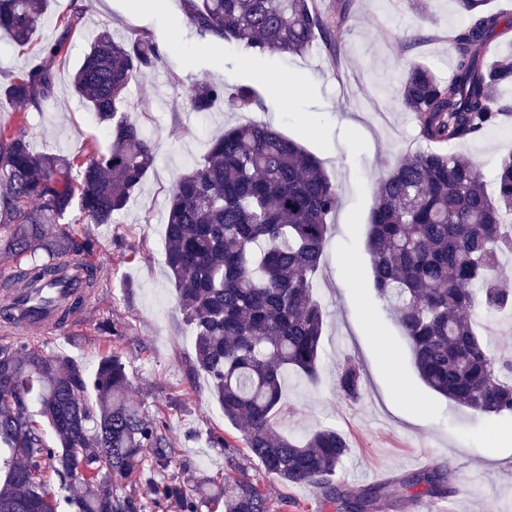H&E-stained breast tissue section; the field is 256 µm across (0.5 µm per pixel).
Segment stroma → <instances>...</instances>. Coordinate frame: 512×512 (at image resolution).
<instances>
[{
    "mask_svg": "<svg viewBox=\"0 0 512 512\" xmlns=\"http://www.w3.org/2000/svg\"><path fill=\"white\" fill-rule=\"evenodd\" d=\"M129 5L112 0L107 11L86 15L68 51L53 63V95L30 111L24 133L37 153L70 156L90 144L108 150L109 136L72 95L69 76L97 27H109L117 38L145 30L163 64L130 85L128 100L132 119L159 145L156 162L127 210L111 223L89 229L70 215L76 232L92 230L99 243L97 288L86 320L61 335L35 331L31 345L95 370L106 346L94 326L111 318L124 333L114 348L123 356L131 393L147 416L165 417L182 466L218 479L231 456L246 475L257 477L260 466L241 432L225 421L208 377L189 367L193 329L177 306L163 262L164 217L177 175L202 158L225 128L268 124L321 159L339 190L315 280L316 297L328 312L319 376L313 383L288 377L284 397L291 411L279 419L278 432L296 440L322 427L343 433L350 453L336 479L352 491L387 482L375 512H411L415 500L402 477L443 463L450 467L453 491L435 500L438 512H512V434L505 422L474 416L422 383L395 313L373 287L365 248L377 181L388 164L427 148L398 102L401 69L417 60L440 79L452 73L448 33L464 22L454 0H426L421 11L409 9L405 0H352L336 59L320 43L301 56L248 57L240 46L199 35L183 0H167L140 17L130 15ZM196 82L223 84V103L190 111L184 91ZM243 86L255 92L246 107L236 99ZM449 149L492 181L499 159L512 153V118ZM348 356L362 372L354 403L336 385L338 366ZM214 431L223 433L229 449L211 447ZM492 445L494 457L478 456V449ZM267 492L272 512H338L311 485L271 484Z\"/></svg>",
    "mask_w": 512,
    "mask_h": 512,
    "instance_id": "1",
    "label": "stroma"
}]
</instances>
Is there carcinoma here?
Wrapping results in <instances>:
<instances>
[{
    "label": "carcinoma",
    "mask_w": 512,
    "mask_h": 512,
    "mask_svg": "<svg viewBox=\"0 0 512 512\" xmlns=\"http://www.w3.org/2000/svg\"><path fill=\"white\" fill-rule=\"evenodd\" d=\"M93 0H72L57 19L59 34L6 86L0 101L23 124L55 87L50 62L64 52ZM197 31L260 56L302 54L314 39L339 54L351 0L332 16L318 0H184ZM468 24L448 35L456 54L452 77L439 80L408 63L399 82L402 108L420 139L444 145L498 126L512 102V54L499 52L502 15L484 0H455ZM47 0H0V36L32 42ZM157 44L146 32L122 39L103 31L72 76L75 95L112 139L106 152L85 147L71 158L34 153L22 132L0 126V263L17 270L5 288L60 279L69 261L92 257L95 240L60 226L73 211L90 225L124 212L154 164L158 146L128 118L126 92L158 69ZM189 107L208 112L224 85L195 83ZM366 235L374 287L407 337L427 387L478 416L512 420V361L495 356L476 316L512 313V288L499 275L512 256V154L487 184L466 158L428 149L394 164L375 188ZM338 188L323 163L299 142L264 123L224 129L206 154L177 177L165 216L164 263L178 306L193 326L192 370L205 373L224 419L243 434L263 478L310 484L342 512H369L386 486L349 492L334 481L349 442L333 428L298 441L276 429L288 412L284 383L317 378L326 312L314 292ZM337 385L359 398L362 373L350 356ZM96 392L88 399L89 388ZM122 356L106 352L89 372L70 359L24 342L0 344V512H58L50 493L78 485L75 512H140L134 491L114 480L141 479L144 466L164 475L177 465L166 423L146 416L129 392ZM220 481L193 485L173 476L160 483L158 507L199 512L224 502V512H270L261 479L227 457ZM415 496L450 492L448 468L435 466L401 480Z\"/></svg>",
    "instance_id": "carcinoma-1"
}]
</instances>
